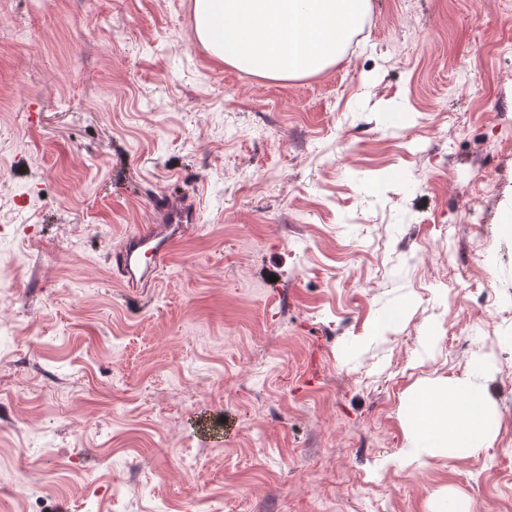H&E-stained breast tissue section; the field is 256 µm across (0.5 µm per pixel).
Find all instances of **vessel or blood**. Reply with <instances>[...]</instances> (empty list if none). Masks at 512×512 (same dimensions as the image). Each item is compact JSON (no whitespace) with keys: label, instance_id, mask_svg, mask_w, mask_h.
I'll return each instance as SVG.
<instances>
[{"label":"vessel or blood","instance_id":"b4317fda","mask_svg":"<svg viewBox=\"0 0 512 512\" xmlns=\"http://www.w3.org/2000/svg\"><path fill=\"white\" fill-rule=\"evenodd\" d=\"M163 218L162 223L142 226L125 239L124 249L115 257L117 270L128 285L138 282L153 283L159 271L177 250L181 237L175 232L176 224L186 218L188 206L181 200L160 195L154 202Z\"/></svg>","mask_w":512,"mask_h":512}]
</instances>
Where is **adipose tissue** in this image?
Masks as SVG:
<instances>
[{
    "label": "adipose tissue",
    "mask_w": 512,
    "mask_h": 512,
    "mask_svg": "<svg viewBox=\"0 0 512 512\" xmlns=\"http://www.w3.org/2000/svg\"><path fill=\"white\" fill-rule=\"evenodd\" d=\"M408 455L420 458L442 451L449 459L470 456L487 446L498 426L485 385L439 383L417 390L405 403Z\"/></svg>",
    "instance_id": "adipose-tissue-1"
}]
</instances>
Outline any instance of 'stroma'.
<instances>
[{"mask_svg":"<svg viewBox=\"0 0 512 512\" xmlns=\"http://www.w3.org/2000/svg\"><path fill=\"white\" fill-rule=\"evenodd\" d=\"M502 129L512 0H372L292 81L194 0H0V512H512ZM163 193L194 221L123 287ZM480 361L491 445L410 458L405 396Z\"/></svg>","mask_w":512,"mask_h":512,"instance_id":"obj_1","label":"stroma"}]
</instances>
